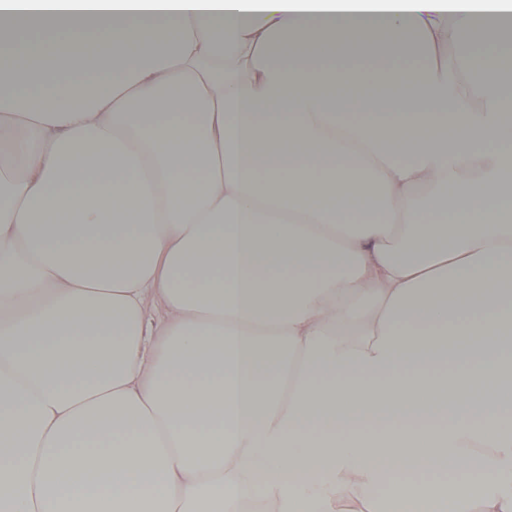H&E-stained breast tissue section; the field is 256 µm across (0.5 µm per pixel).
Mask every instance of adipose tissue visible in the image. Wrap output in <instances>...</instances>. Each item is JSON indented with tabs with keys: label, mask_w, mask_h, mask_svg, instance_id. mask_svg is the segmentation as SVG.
Here are the masks:
<instances>
[{
	"label": "adipose tissue",
	"mask_w": 512,
	"mask_h": 512,
	"mask_svg": "<svg viewBox=\"0 0 512 512\" xmlns=\"http://www.w3.org/2000/svg\"><path fill=\"white\" fill-rule=\"evenodd\" d=\"M510 17L0 0V512H234L245 473L329 512L414 465L385 512H512Z\"/></svg>",
	"instance_id": "adipose-tissue-1"
}]
</instances>
